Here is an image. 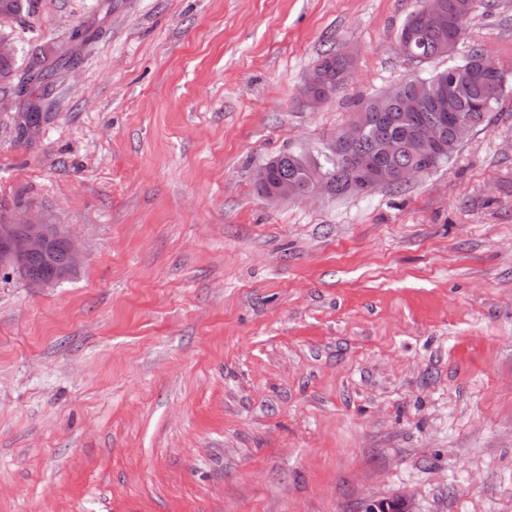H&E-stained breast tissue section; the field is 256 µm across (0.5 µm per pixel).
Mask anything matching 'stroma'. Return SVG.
I'll use <instances>...</instances> for the list:
<instances>
[{"instance_id": "1", "label": "stroma", "mask_w": 512, "mask_h": 512, "mask_svg": "<svg viewBox=\"0 0 512 512\" xmlns=\"http://www.w3.org/2000/svg\"><path fill=\"white\" fill-rule=\"evenodd\" d=\"M424 0H31L0 29V212L62 225L72 279L0 274V512H512V79L442 167L370 196L271 203L269 158L478 46L403 54ZM85 26L95 37L72 41ZM354 76L319 109L322 51ZM48 118L21 140L16 117ZM344 54L349 60H352L355 56L354 51L350 48L346 49ZM344 54L336 50H327L319 56L313 66L320 67L322 71L311 69L307 74L300 89V97L309 108L317 109L336 95V89H332L325 84L322 72L330 85L340 81L343 72L348 67V61ZM73 65V60L70 58H59L48 62L45 58L41 61H37L34 66L30 69L28 74V82L33 90L41 89L45 91L48 87L45 81L55 71L66 68L67 66Z\"/></svg>"}]
</instances>
